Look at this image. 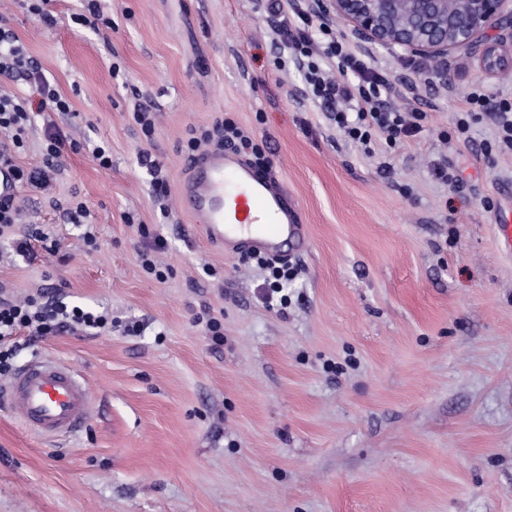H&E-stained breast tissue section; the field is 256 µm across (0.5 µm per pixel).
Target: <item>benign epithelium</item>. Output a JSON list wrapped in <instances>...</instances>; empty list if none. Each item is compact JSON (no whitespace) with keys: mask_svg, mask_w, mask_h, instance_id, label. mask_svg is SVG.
I'll use <instances>...</instances> for the list:
<instances>
[{"mask_svg":"<svg viewBox=\"0 0 512 512\" xmlns=\"http://www.w3.org/2000/svg\"><path fill=\"white\" fill-rule=\"evenodd\" d=\"M351 26L361 42L430 58L478 53L481 68L501 65L500 43H512V0H314Z\"/></svg>","mask_w":512,"mask_h":512,"instance_id":"7a95c632","label":"benign epithelium"}]
</instances>
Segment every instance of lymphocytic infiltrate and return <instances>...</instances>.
<instances>
[{
  "mask_svg": "<svg viewBox=\"0 0 512 512\" xmlns=\"http://www.w3.org/2000/svg\"><path fill=\"white\" fill-rule=\"evenodd\" d=\"M279 45L281 52L289 54L302 71L306 95L318 100L328 110L330 119L352 140L367 144L376 136L391 146L421 132L425 113L417 110L401 112L391 108L388 104V97L393 91L391 78L358 58L327 25L312 27L309 17L300 15L298 23L282 27ZM324 58L335 61L338 68L350 72V79L341 83L331 80L320 65ZM14 79L34 85L38 101L33 104L26 98L0 94V133L7 134L12 141L11 148L0 149V160L7 163L13 160L12 148L23 145V135L32 111L66 112L70 109L69 101L50 85L38 62L27 56L18 45L12 30L0 26V83ZM465 102L469 110L456 121L457 135L465 136L471 122L484 114L494 121L496 127L495 138L493 142L484 144V151L495 147L512 151V101L496 100L475 89L466 94ZM210 141L220 146L241 144L251 149L255 167L263 170L269 166L261 149L253 146L248 132L234 121L222 120L200 136L191 137L187 148L195 151L201 143ZM82 148V143L60 133H47L42 150V168L29 172L16 168V178L33 188H43L59 170L63 153L68 150L77 152ZM108 327V318L93 308L59 300L49 302L41 291L18 301L1 298L0 375L11 372L15 353L12 339L24 330L43 337L68 329L101 333Z\"/></svg>",
  "mask_w": 512,
  "mask_h": 512,
  "instance_id": "obj_1",
  "label": "lymphocytic infiltrate"
}]
</instances>
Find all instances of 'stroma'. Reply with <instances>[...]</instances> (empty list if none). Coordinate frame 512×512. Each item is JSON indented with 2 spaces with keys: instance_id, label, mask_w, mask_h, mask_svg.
I'll use <instances>...</instances> for the list:
<instances>
[{
  "instance_id": "1",
  "label": "stroma",
  "mask_w": 512,
  "mask_h": 512,
  "mask_svg": "<svg viewBox=\"0 0 512 512\" xmlns=\"http://www.w3.org/2000/svg\"><path fill=\"white\" fill-rule=\"evenodd\" d=\"M99 3L112 26L97 35L74 21L81 0H53L52 26L0 0L70 103L57 130L112 152L111 169L84 149L46 189L20 184L19 222L0 236V293L56 290L112 320L18 347L17 368L68 362L94 410L47 441L0 401V512H512V257L496 227L512 151L483 152L489 119L455 132L470 89L512 101V45L486 74L465 51L437 63L360 42L300 0L399 82L391 107L427 114L409 141L366 146L304 97L255 0ZM144 101L149 138L132 117ZM222 118L250 132L307 228L287 304L265 303L263 271L210 244L179 198L189 131ZM143 150L164 166L167 211ZM444 162L458 185L434 177ZM142 224L166 242L165 279L142 266ZM35 230L46 241L17 252Z\"/></svg>"
}]
</instances>
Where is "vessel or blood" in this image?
<instances>
[{
  "label": "vessel or blood",
  "mask_w": 512,
  "mask_h": 512,
  "mask_svg": "<svg viewBox=\"0 0 512 512\" xmlns=\"http://www.w3.org/2000/svg\"><path fill=\"white\" fill-rule=\"evenodd\" d=\"M180 197L206 217L207 240L225 251L279 258L304 242L299 210L280 183L224 150L208 149L190 159ZM7 390L21 421L44 435L79 430L91 408L82 380L51 359L33 360L12 377Z\"/></svg>",
  "instance_id": "obj_1"
}]
</instances>
